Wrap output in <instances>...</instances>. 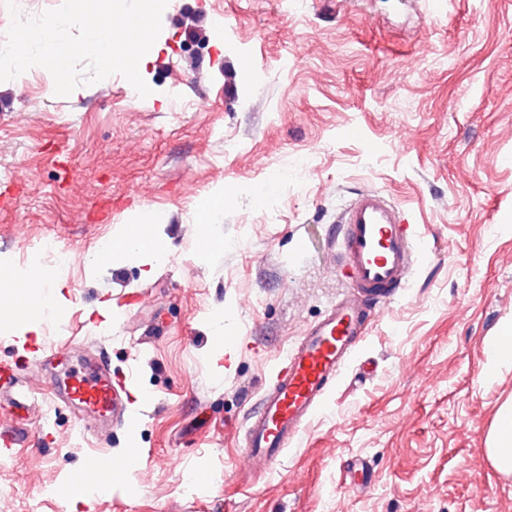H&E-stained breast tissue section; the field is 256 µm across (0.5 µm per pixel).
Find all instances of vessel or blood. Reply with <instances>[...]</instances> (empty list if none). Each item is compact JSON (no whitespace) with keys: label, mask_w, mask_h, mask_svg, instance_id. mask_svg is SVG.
Masks as SVG:
<instances>
[{"label":"vessel or blood","mask_w":512,"mask_h":512,"mask_svg":"<svg viewBox=\"0 0 512 512\" xmlns=\"http://www.w3.org/2000/svg\"><path fill=\"white\" fill-rule=\"evenodd\" d=\"M338 222L343 271L353 291L287 351L250 413L243 452L247 460L264 468L283 457L324 403L367 334L369 302L406 287L409 281L418 234L395 202L378 190H362L345 205ZM127 388V381L113 380L108 366L90 361L69 369L54 396L71 408L116 424L129 413L123 398ZM0 398L24 416L34 406L19 362L0 361Z\"/></svg>","instance_id":"obj_1"}]
</instances>
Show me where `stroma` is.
Wrapping results in <instances>:
<instances>
[{"label":"stroma","mask_w":512,"mask_h":512,"mask_svg":"<svg viewBox=\"0 0 512 512\" xmlns=\"http://www.w3.org/2000/svg\"><path fill=\"white\" fill-rule=\"evenodd\" d=\"M219 16L223 46L190 53ZM142 77L144 98L119 75L75 96L38 69L0 82V254L50 236L77 257L57 316L24 337L0 328V360L41 362L46 385L103 339L136 396L105 429L76 431L62 404L36 415L0 463V498L15 512H512V474L486 454L512 365L483 373L512 325V0H168ZM218 188L223 208L203 212ZM366 188L420 228L410 286L373 311L297 444L241 484L274 365L349 292L327 233ZM139 210L166 260L89 273ZM100 448L142 460L108 496L74 500L64 488Z\"/></svg>","instance_id":"35a3bbf8"}]
</instances>
